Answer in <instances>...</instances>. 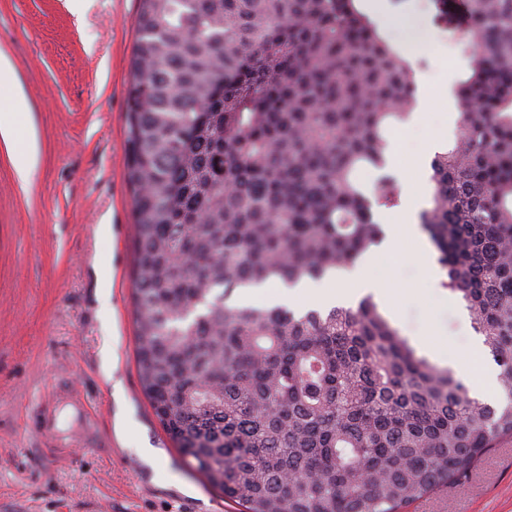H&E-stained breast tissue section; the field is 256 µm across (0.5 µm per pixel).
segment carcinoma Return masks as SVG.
<instances>
[{
    "mask_svg": "<svg viewBox=\"0 0 512 512\" xmlns=\"http://www.w3.org/2000/svg\"><path fill=\"white\" fill-rule=\"evenodd\" d=\"M458 134L420 224L500 368L486 401L373 296L228 305L380 244L388 134L416 105L361 0H139L126 112L144 395L244 512H403L512 437V0H467ZM279 282H269L266 285L262 286L261 288H254L253 293L249 299L248 302L242 301V293L244 288H240L235 290L230 298L227 300V302L231 305H240V306H247V305H270L268 302V295L272 291L276 289Z\"/></svg>",
    "mask_w": 512,
    "mask_h": 512,
    "instance_id": "1",
    "label": "carcinoma"
}]
</instances>
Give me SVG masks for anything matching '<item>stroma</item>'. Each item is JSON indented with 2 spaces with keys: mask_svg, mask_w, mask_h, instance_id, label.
Here are the masks:
<instances>
[{
  "mask_svg": "<svg viewBox=\"0 0 512 512\" xmlns=\"http://www.w3.org/2000/svg\"><path fill=\"white\" fill-rule=\"evenodd\" d=\"M392 43L404 21L430 49L414 65L423 121L389 135L390 169L427 182L422 155L450 142L457 109L438 101L467 59L457 0H363ZM137 0H0V50L31 105L40 164L29 190L0 146V512H239L189 467L145 397L135 354V228L126 111ZM110 225L101 236L99 225ZM396 288L384 312L418 352L495 398L494 362L415 242L371 269ZM118 360L105 374L103 351ZM159 449L147 462L140 447ZM409 512H512V439L466 479Z\"/></svg>",
  "mask_w": 512,
  "mask_h": 512,
  "instance_id": "35a3bbf8",
  "label": "stroma"
}]
</instances>
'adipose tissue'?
Instances as JSON below:
<instances>
[{"label":"adipose tissue","instance_id":"adipose-tissue-1","mask_svg":"<svg viewBox=\"0 0 512 512\" xmlns=\"http://www.w3.org/2000/svg\"><path fill=\"white\" fill-rule=\"evenodd\" d=\"M10 57L0 52V144L8 150L15 177L21 186H29L39 164V146L35 134L20 138L18 123L26 119L30 105L18 80L12 79ZM386 238L379 247L373 248L353 267L328 273L322 280L301 281L286 290L289 298H302L318 304L332 306L339 302H351L370 293L376 301L386 303L394 298L392 289L382 283L367 279L365 269L378 258L391 251L401 239H421L420 225L414 224L411 214H404L399 222H386Z\"/></svg>","mask_w":512,"mask_h":512}]
</instances>
